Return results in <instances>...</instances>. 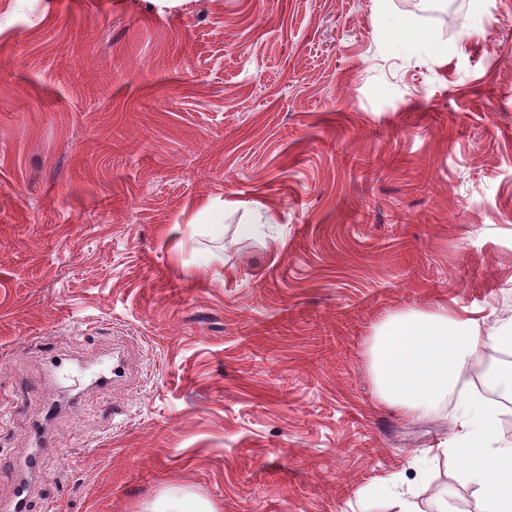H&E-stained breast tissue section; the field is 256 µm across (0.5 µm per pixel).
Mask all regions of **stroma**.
<instances>
[{
  "label": "stroma",
  "instance_id": "obj_1",
  "mask_svg": "<svg viewBox=\"0 0 512 512\" xmlns=\"http://www.w3.org/2000/svg\"><path fill=\"white\" fill-rule=\"evenodd\" d=\"M433 2L0 0V502L50 407L31 512H391L362 488L453 441L368 356L512 309V0ZM116 349L119 385L46 376Z\"/></svg>",
  "mask_w": 512,
  "mask_h": 512
}]
</instances>
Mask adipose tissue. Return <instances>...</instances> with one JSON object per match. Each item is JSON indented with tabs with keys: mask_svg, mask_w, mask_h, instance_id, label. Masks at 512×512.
I'll return each mask as SVG.
<instances>
[{
	"mask_svg": "<svg viewBox=\"0 0 512 512\" xmlns=\"http://www.w3.org/2000/svg\"><path fill=\"white\" fill-rule=\"evenodd\" d=\"M512 353V315L485 326L446 307L409 308L381 320L368 345L377 399L402 418L434 416L458 396L457 430L448 453L460 464L478 512H512V445L499 441L501 408L466 393V377L482 345ZM368 500L388 501L394 512H448V490L435 487L418 500L388 479L365 487Z\"/></svg>",
	"mask_w": 512,
	"mask_h": 512,
	"instance_id": "1",
	"label": "adipose tissue"
}]
</instances>
